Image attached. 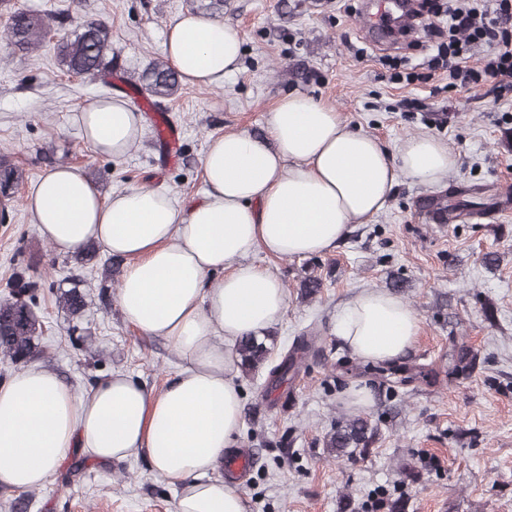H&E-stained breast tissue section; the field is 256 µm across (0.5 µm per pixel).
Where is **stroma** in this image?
I'll use <instances>...</instances> for the list:
<instances>
[{"mask_svg": "<svg viewBox=\"0 0 512 512\" xmlns=\"http://www.w3.org/2000/svg\"><path fill=\"white\" fill-rule=\"evenodd\" d=\"M74 30L99 20L112 30L121 83L67 73L48 35L40 55L14 54L0 44V155L24 170L7 223L0 224V297L21 270L45 274L37 313L42 359L72 388L86 393L99 378L122 372L160 391L182 361L160 338L127 324L112 289H100L101 265L56 253L27 207L42 177L68 165L93 178L103 196L130 188L167 193L181 208L203 198L201 161L211 138L258 134L283 97L302 93L333 107L349 123L394 147L414 135L444 142L459 156L445 184L400 180L369 223L351 225L328 253L276 258L255 251L251 262L284 284L288 307L269 328L265 365L240 376L239 447L255 460L243 493L248 512H512V92L480 82L463 90L446 71L430 70L435 40L418 29L382 46L364 29L367 0H14ZM188 11L212 13L238 28V70L219 86L181 85L142 115L135 145L123 156L99 154L80 129L82 109L99 99L126 98L146 70L164 60L169 27ZM180 130L175 152L156 128ZM476 191L482 207L436 224L420 212L421 197ZM495 263H485L486 255ZM320 276L315 296L300 283ZM80 287L92 300L82 316L58 308V290ZM388 290L420 318L403 364L437 371L436 383L412 382L392 391L368 364L340 344L336 312L359 292ZM314 326L317 340L289 385L270 389V370L295 337ZM479 352L469 378L448 381V339ZM364 386L372 404H348ZM361 416L375 431L367 453L338 458L324 446L336 420ZM28 512H174L176 489L140 458L57 475L28 491Z\"/></svg>", "mask_w": 512, "mask_h": 512, "instance_id": "obj_1", "label": "stroma"}]
</instances>
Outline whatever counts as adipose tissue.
<instances>
[{"label":"adipose tissue","instance_id":"1","mask_svg":"<svg viewBox=\"0 0 512 512\" xmlns=\"http://www.w3.org/2000/svg\"><path fill=\"white\" fill-rule=\"evenodd\" d=\"M241 44L232 25L189 12L164 51L184 83L219 85L237 71ZM81 124L98 153L119 156L137 140L141 116L111 98L82 112ZM457 163L427 135L388 150L334 109L293 94L269 110L262 135L210 140L207 190L187 209L140 188L105 199L80 171H49L28 203L41 233L61 254L94 241L128 259L118 290L125 320L169 341L184 366L157 393L115 372L81 396L37 363L0 382V487H48L81 451L102 463L145 460L179 487L175 512H247L242 492L208 473L239 436L234 345L262 335L288 307L281 280L249 255L326 253L377 215L400 179L439 185ZM418 330L417 313L386 291H362L336 316L337 337L374 363L403 356Z\"/></svg>","mask_w":512,"mask_h":512}]
</instances>
